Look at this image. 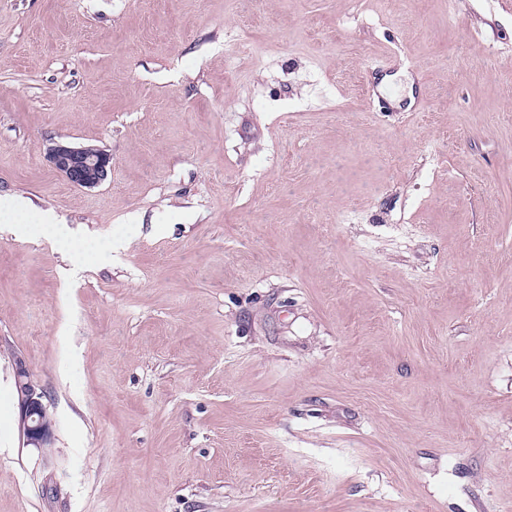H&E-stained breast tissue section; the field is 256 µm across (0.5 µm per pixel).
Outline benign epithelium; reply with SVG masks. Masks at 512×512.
<instances>
[{"label":"benign epithelium","mask_w":512,"mask_h":512,"mask_svg":"<svg viewBox=\"0 0 512 512\" xmlns=\"http://www.w3.org/2000/svg\"><path fill=\"white\" fill-rule=\"evenodd\" d=\"M52 166L75 187L94 189L105 182L112 169V157L97 146H78L56 141L48 150ZM16 390L19 424L26 444L46 448L51 443L52 423L42 395L21 359H16Z\"/></svg>","instance_id":"1"}]
</instances>
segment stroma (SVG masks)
Returning a JSON list of instances; mask_svg holds the SVG:
<instances>
[{
	"label": "stroma",
	"mask_w": 512,
	"mask_h": 512,
	"mask_svg": "<svg viewBox=\"0 0 512 512\" xmlns=\"http://www.w3.org/2000/svg\"><path fill=\"white\" fill-rule=\"evenodd\" d=\"M13 197L0 512H512V0H0ZM48 158L55 170L78 188L99 187L112 169L111 155L97 146L56 141L48 150ZM16 390L19 405V424L26 445L48 448L52 423L42 403L41 392L32 380L23 361L16 359Z\"/></svg>",
	"instance_id": "1"
}]
</instances>
